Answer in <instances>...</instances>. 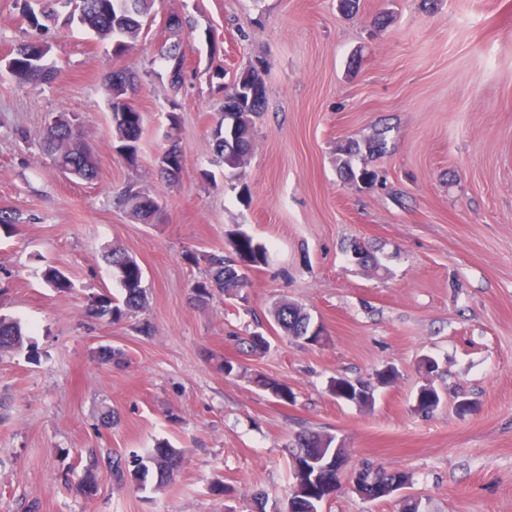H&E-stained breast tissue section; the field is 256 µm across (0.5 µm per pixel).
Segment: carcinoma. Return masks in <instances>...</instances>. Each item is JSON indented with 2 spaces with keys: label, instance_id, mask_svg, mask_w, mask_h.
Instances as JSON below:
<instances>
[{
  "label": "carcinoma",
  "instance_id": "obj_1",
  "mask_svg": "<svg viewBox=\"0 0 512 512\" xmlns=\"http://www.w3.org/2000/svg\"><path fill=\"white\" fill-rule=\"evenodd\" d=\"M42 4L41 15L46 23L34 21L36 33L19 41L12 49L13 57L5 61L4 71L20 85H38L49 83L56 73L47 63L48 52L42 47L48 45L45 35L49 31L48 23L87 30L94 33L100 40L112 45V54L122 55L135 41L142 30L150 26L151 21L142 15H129L125 12L126 0H38ZM185 57L181 42L170 43L162 59L168 69L180 68L179 60ZM120 74L126 79V91H131L135 84L134 77L123 70L114 71L104 79V91L111 112L112 144L121 145L127 134L125 116L130 115L142 122V115L133 111V106L126 102L122 105L112 98V78ZM212 89L224 95V112L212 129L216 151L222 159L224 168L236 171L248 161L252 150L253 117L263 111L266 103V89L259 78L256 68L250 67L243 71L235 80L233 87L224 89V85H214ZM58 123L47 129L41 137V148L55 166L84 180H92L97 176V161L93 151L84 143V133L80 125L72 124L66 115L57 117ZM365 146L371 153L382 154L387 148L386 131L377 130L365 140ZM339 171L348 181H361L372 185L379 179V173L367 168L357 169L353 158L361 152L360 144L346 143L339 148ZM105 261L112 269L122 290L119 297L107 291L88 296L89 314L96 318H107L113 322L120 321L145 308L146 292L142 288L143 271L137 261L123 248L112 246L105 252ZM265 260L264 249L253 244V239L241 233L235 242L234 256L213 253L206 256L204 277L197 281L194 290L196 296L204 299L211 291L218 288L228 297L238 296L245 273L242 268L250 263ZM45 283L55 289L71 287L70 280L61 271L49 268L43 273ZM269 313L286 337L295 338L301 330L314 327L311 317L300 306L288 300L273 304ZM23 343L22 329L18 322L0 316V351L7 350ZM334 393L342 398L362 403L371 395L368 383L347 380H336L333 383ZM439 395L432 387L421 390L418 408L428 414L437 406ZM336 438L329 434L308 433L297 437L291 452L290 471L293 481L307 482L306 491L291 501V512H318V505L324 497L336 491V482L326 472L312 479L320 464L310 463L309 457L331 455L335 451ZM185 451L160 443L144 456H135L130 460L112 456V452L97 449L88 450L85 457L78 459L82 464L80 489L86 495L95 490L96 475L105 467L111 471L117 483L131 480L143 485L152 475L157 482L163 484L174 480L180 471ZM361 480V489L370 496L382 498L385 489L392 485L407 484L410 476L403 471L387 472L383 468L365 466L357 469Z\"/></svg>",
  "mask_w": 512,
  "mask_h": 512
}]
</instances>
